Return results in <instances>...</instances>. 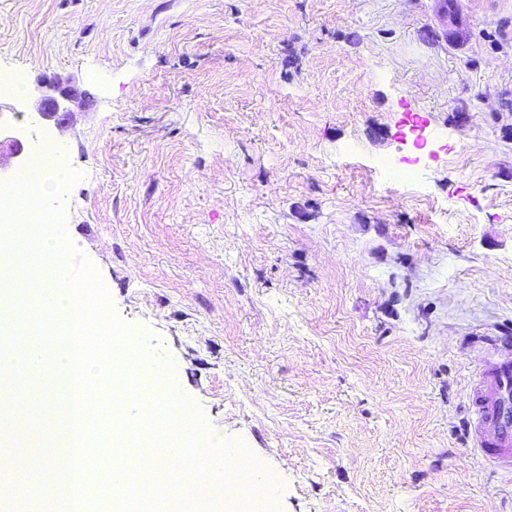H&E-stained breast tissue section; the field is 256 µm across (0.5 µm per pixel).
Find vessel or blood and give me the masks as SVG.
<instances>
[{"mask_svg":"<svg viewBox=\"0 0 512 512\" xmlns=\"http://www.w3.org/2000/svg\"><path fill=\"white\" fill-rule=\"evenodd\" d=\"M486 342L493 356L471 389L469 439L482 456L512 470V334Z\"/></svg>","mask_w":512,"mask_h":512,"instance_id":"b4317fda","label":"vessel or blood"}]
</instances>
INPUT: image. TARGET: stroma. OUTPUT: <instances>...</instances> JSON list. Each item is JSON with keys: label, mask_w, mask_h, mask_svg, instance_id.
I'll return each mask as SVG.
<instances>
[{"label": "stroma", "mask_w": 512, "mask_h": 512, "mask_svg": "<svg viewBox=\"0 0 512 512\" xmlns=\"http://www.w3.org/2000/svg\"><path fill=\"white\" fill-rule=\"evenodd\" d=\"M70 244L273 512H512L468 395L512 328V0H0ZM50 441L60 395L22 384ZM40 87L45 91H42L32 108L44 120L61 121L62 117L72 114V106L85 105L89 99L69 79L59 76L43 78Z\"/></svg>", "instance_id": "1"}]
</instances>
